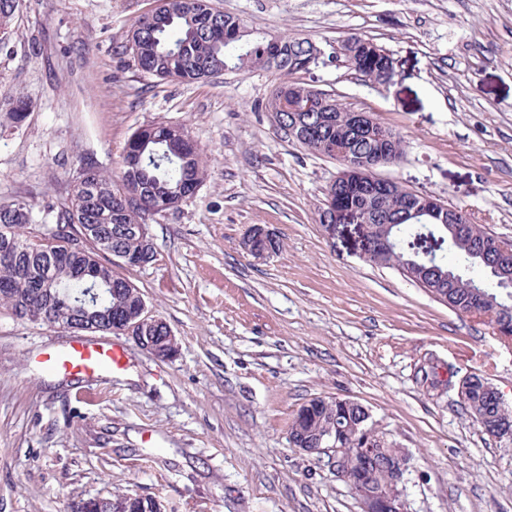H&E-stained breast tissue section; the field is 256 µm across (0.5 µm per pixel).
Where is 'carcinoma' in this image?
I'll list each match as a JSON object with an SVG mask.
<instances>
[{"label":"carcinoma","instance_id":"carcinoma-1","mask_svg":"<svg viewBox=\"0 0 512 512\" xmlns=\"http://www.w3.org/2000/svg\"><path fill=\"white\" fill-rule=\"evenodd\" d=\"M23 0H0V34L7 33L22 7ZM355 58L383 51L368 38L352 36ZM316 49L308 38L265 36L248 38L242 21L217 10L212 0H161L153 13L133 20L127 34L126 51L139 72L162 81L190 84L224 72L237 65L247 72L265 71L283 81L276 84L265 103L275 110L281 94L290 88L304 90L309 84L290 79L302 71L307 57ZM353 58V59H355ZM353 59L342 56L346 68ZM30 108L27 98L18 96L9 109V118L20 123ZM301 122L314 128L303 146L309 151L334 158L346 152L369 158L379 150L377 134L369 129L345 130L336 126V97L329 95L317 112H279V128ZM142 136L134 132L124 150L118 179L87 163L80 180L73 182L68 204L56 214L55 227L67 232L45 233L29 239L24 233L34 223L32 207L25 201L0 206V307L20 319L33 320L46 314L59 327L91 312L105 313L119 307L134 314L143 298L139 289L112 272V258L123 254L128 267L134 260L153 262L156 250L131 232L134 224H144L152 212L170 210L178 200L194 195L206 176L202 152L181 126L158 124ZM373 224L391 225L395 251L380 258L383 265L400 266L415 261L414 252L431 250L442 258L433 270L411 268L416 281L440 285L448 293V306L459 314L479 306L480 293L495 294L504 310L512 308V287L500 285L512 276V262L495 255H481L482 228L467 235L454 246L448 260V240L452 231H422L423 219L417 218L394 200L372 205L366 198L355 202ZM489 380L474 375L463 384V400L470 415L485 434L496 437L512 428L502 415L496 392ZM354 412L336 407L323 399L309 408L297 410L290 434L296 440H310L333 426L345 429L341 439L364 447L362 439L352 436ZM396 449L381 443L373 455L361 454L346 468L350 478L369 471L376 485L383 484L387 466ZM151 496L127 498L121 494L107 497L102 512H151Z\"/></svg>","mask_w":512,"mask_h":512}]
</instances>
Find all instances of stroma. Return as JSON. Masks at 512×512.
<instances>
[{"label": "stroma", "mask_w": 512, "mask_h": 512, "mask_svg": "<svg viewBox=\"0 0 512 512\" xmlns=\"http://www.w3.org/2000/svg\"><path fill=\"white\" fill-rule=\"evenodd\" d=\"M251 33L306 37L322 54L298 78L372 112L404 140L382 177L467 210L512 240V0H213ZM155 0H24L0 42V203L36 224L85 162L118 171L138 128L184 127L208 177L157 214L152 265L113 262L178 338L162 361L123 335L127 366L95 379L44 360L77 332L0 311V512H70L113 493L167 512H359L327 456L289 429L311 398L353 399L407 459L404 512H512V439L467 413L481 374L512 404V345L398 270L363 257L358 224H322L341 167L285 138L256 71L194 84L135 70L127 31ZM362 33L394 61L366 83L333 50ZM31 108L7 120L16 96ZM265 225L281 250L254 261L241 241Z\"/></svg>", "instance_id": "obj_1"}]
</instances>
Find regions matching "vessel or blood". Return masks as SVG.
<instances>
[{
    "label": "vessel or blood",
    "mask_w": 512,
    "mask_h": 512,
    "mask_svg": "<svg viewBox=\"0 0 512 512\" xmlns=\"http://www.w3.org/2000/svg\"><path fill=\"white\" fill-rule=\"evenodd\" d=\"M48 364L59 372L89 378L104 371L123 369L126 352L116 344L106 347L93 341L77 340L61 353L49 357Z\"/></svg>",
    "instance_id": "obj_1"
}]
</instances>
